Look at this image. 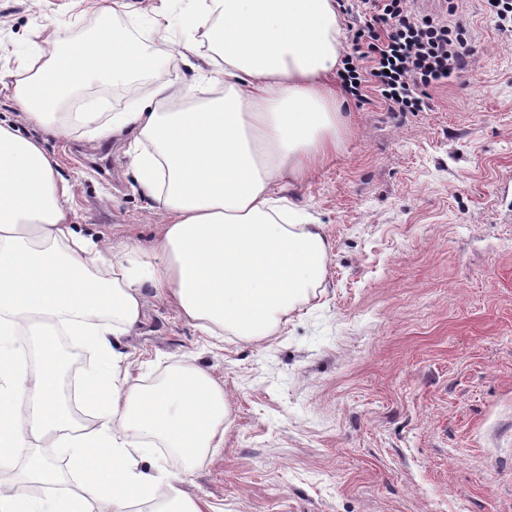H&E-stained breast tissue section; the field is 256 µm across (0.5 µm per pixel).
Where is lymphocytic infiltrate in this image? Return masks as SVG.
I'll list each match as a JSON object with an SVG mask.
<instances>
[{"instance_id": "1", "label": "lymphocytic infiltrate", "mask_w": 512, "mask_h": 512, "mask_svg": "<svg viewBox=\"0 0 512 512\" xmlns=\"http://www.w3.org/2000/svg\"><path fill=\"white\" fill-rule=\"evenodd\" d=\"M359 19L347 29L351 52L339 78L367 104L389 112H422L428 91L469 72L474 50L463 24L448 26L420 15L411 0H353Z\"/></svg>"}]
</instances>
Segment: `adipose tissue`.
I'll return each instance as SVG.
<instances>
[{
    "instance_id": "1",
    "label": "adipose tissue",
    "mask_w": 512,
    "mask_h": 512,
    "mask_svg": "<svg viewBox=\"0 0 512 512\" xmlns=\"http://www.w3.org/2000/svg\"><path fill=\"white\" fill-rule=\"evenodd\" d=\"M183 1L179 49L170 47L176 0H149L144 37L115 27L51 62L36 48L17 59L13 91L28 117L56 136L78 122L91 138L124 142L141 190L167 221L141 264L98 248L78 230L72 186L42 141L0 122V468L22 469L19 487L0 491V512H126L133 503L204 512L181 494L185 472L159 485L135 461L144 438L155 437L190 465L201 463L224 431L223 388L191 363L176 382L127 385L111 337L140 323L151 287L198 327L260 339L324 279L323 225L279 206L275 195L343 143V100L332 81L342 38L336 0ZM216 15L219 55L202 71L216 91L209 102L170 111L193 89L161 80L110 118L78 112L54 120L55 98L88 77L128 82L198 54L195 33ZM61 329L100 361L83 382L98 420L90 434L73 431L56 349L41 345L45 371L33 387L15 346L19 336L46 340ZM61 448L82 476L81 495L33 500L25 484L62 482L54 463Z\"/></svg>"
}]
</instances>
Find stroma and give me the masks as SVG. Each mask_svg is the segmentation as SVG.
<instances>
[{
	"mask_svg": "<svg viewBox=\"0 0 512 512\" xmlns=\"http://www.w3.org/2000/svg\"><path fill=\"white\" fill-rule=\"evenodd\" d=\"M416 8L466 25L471 74L431 89L426 112L346 97L341 150L281 191L331 242L314 296L246 340L204 333L149 288L113 343L128 383L190 358L223 387V442L181 486L209 512H512V32L483 0ZM112 23L91 0H0V74L44 27L49 58ZM144 93L98 78L62 103L119 112ZM0 121L43 140L99 248L151 249L163 216L123 148L53 136L3 84Z\"/></svg>",
	"mask_w": 512,
	"mask_h": 512,
	"instance_id": "obj_1",
	"label": "stroma"
}]
</instances>
